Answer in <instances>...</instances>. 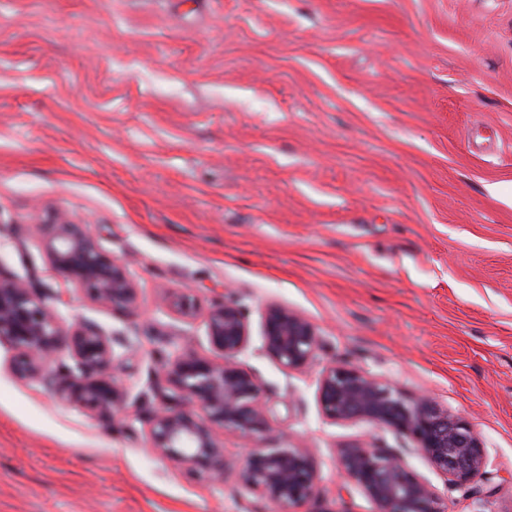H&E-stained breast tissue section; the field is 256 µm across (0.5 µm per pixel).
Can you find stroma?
<instances>
[{
    "label": "stroma",
    "mask_w": 512,
    "mask_h": 512,
    "mask_svg": "<svg viewBox=\"0 0 512 512\" xmlns=\"http://www.w3.org/2000/svg\"><path fill=\"white\" fill-rule=\"evenodd\" d=\"M88 225L139 291L124 314L48 264L36 227ZM0 268L65 325L138 337L113 374L121 420L7 368L0 512H274L148 450L164 362L211 349L205 316L245 306L262 448L309 449L313 512H375L342 448L404 461L448 512H512V0H0ZM191 286L196 314L162 305ZM316 328L312 363L261 350L268 304ZM345 361L433 397L488 452L480 496L408 437L320 412Z\"/></svg>",
    "instance_id": "1"
}]
</instances>
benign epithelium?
I'll return each instance as SVG.
<instances>
[{"label":"benign epithelium","instance_id":"7a95c632","mask_svg":"<svg viewBox=\"0 0 512 512\" xmlns=\"http://www.w3.org/2000/svg\"><path fill=\"white\" fill-rule=\"evenodd\" d=\"M39 234L49 265L75 288L115 310L138 309V288L127 266L103 251L88 225L61 212ZM205 328L214 356L191 350L173 356L168 399L175 405L162 404L148 421L149 450L211 484L222 485L234 474L272 501L276 512H304L318 479L308 449L254 448L242 461L224 456L214 426L251 440L269 428V417L261 384L240 363L251 337L243 308L224 299L209 309ZM2 339L11 346L8 365L17 378L38 381L61 401L103 417L127 416L108 369L129 346L128 335L66 328L34 281L0 272ZM262 345L283 368L301 369L315 358L319 336L302 314L271 304L262 321ZM317 400L333 422H367L409 436L451 488L472 495L486 480L487 452L471 425L430 397L409 400L392 383L339 361L321 372ZM339 467L376 512H448V503L388 450L345 448Z\"/></svg>","mask_w":512,"mask_h":512}]
</instances>
